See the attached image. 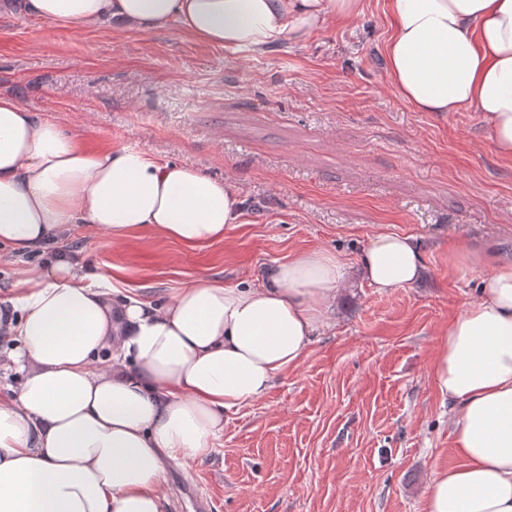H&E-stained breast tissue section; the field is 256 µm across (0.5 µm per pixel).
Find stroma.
Instances as JSON below:
<instances>
[{
  "instance_id": "35a3bbf8",
  "label": "stroma",
  "mask_w": 512,
  "mask_h": 512,
  "mask_svg": "<svg viewBox=\"0 0 512 512\" xmlns=\"http://www.w3.org/2000/svg\"><path fill=\"white\" fill-rule=\"evenodd\" d=\"M388 35L386 0L246 59L174 24L108 35L0 13V94L89 147H142L234 180L244 199L240 223L197 248L73 225L60 245L90 269L119 268L162 303L202 275L253 282L297 251L352 262L384 232L422 244L419 283H353L298 367L228 414L209 457L169 462V512H193L187 483L210 512H422L431 469L458 462L429 367L477 296L481 272L458 254L512 255V162L479 113L419 112L396 95Z\"/></svg>"
}]
</instances>
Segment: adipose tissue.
Listing matches in <instances>:
<instances>
[{"instance_id": "obj_1", "label": "adipose tissue", "mask_w": 512, "mask_h": 512, "mask_svg": "<svg viewBox=\"0 0 512 512\" xmlns=\"http://www.w3.org/2000/svg\"><path fill=\"white\" fill-rule=\"evenodd\" d=\"M75 28L108 21L151 32L177 23L225 50L299 41L361 0H25ZM385 74L419 112H477L512 160V0H387ZM243 200L229 179L155 160L144 148L91 150L82 132L0 95V247L36 253L10 297L0 367V512H166V463L209 456L224 417L265 397L329 328L349 268L382 294L412 287L415 237H372L354 265L298 252L260 284L199 277L156 303L55 250L70 225L113 241L151 229L188 247L223 240ZM476 300L448 323L431 364L452 411L458 463L433 469L423 512H512V262H487Z\"/></svg>"}]
</instances>
